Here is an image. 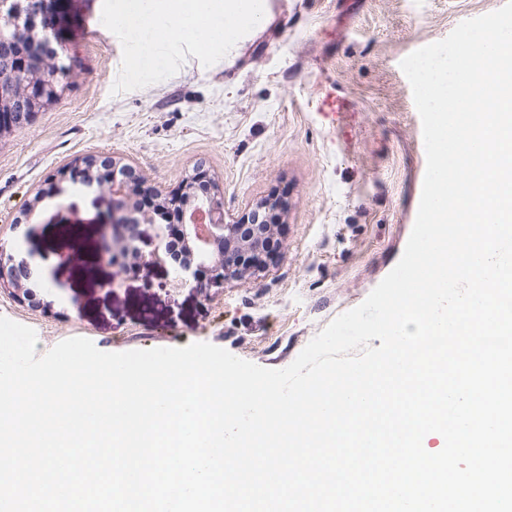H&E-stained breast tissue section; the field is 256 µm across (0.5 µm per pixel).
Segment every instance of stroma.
Masks as SVG:
<instances>
[{
    "mask_svg": "<svg viewBox=\"0 0 512 512\" xmlns=\"http://www.w3.org/2000/svg\"><path fill=\"white\" fill-rule=\"evenodd\" d=\"M505 0H277L238 54L188 57L164 81L113 93L120 40L89 35L103 0H73L70 91L0 138V240L32 267V309L0 288V316L37 334L36 352L83 337L104 352L208 342L270 369L291 364L329 322L360 305L403 255L426 172L422 122L400 63ZM346 113L324 115L326 94ZM114 156L167 192L196 168L225 216L269 196L288 207L259 275L201 293L170 288V265L126 272L101 255L105 190L65 184L31 234L13 229L58 169ZM80 225L72 233L71 225ZM79 248L80 261H62Z\"/></svg>",
    "mask_w": 512,
    "mask_h": 512,
    "instance_id": "35a3bbf8",
    "label": "stroma"
}]
</instances>
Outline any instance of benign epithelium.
Listing matches in <instances>:
<instances>
[{
  "mask_svg": "<svg viewBox=\"0 0 512 512\" xmlns=\"http://www.w3.org/2000/svg\"><path fill=\"white\" fill-rule=\"evenodd\" d=\"M71 0H28L26 8L19 10L14 18L17 29L30 33L26 48L18 52L11 43L0 38V99L14 95L15 75L23 72L26 63L38 60L44 43L55 46L56 57L69 56L67 28L77 21L70 7ZM53 14L58 24H46ZM104 160L101 155H90L76 161L73 166L48 178L46 185L50 195H60L62 185L80 183L88 188L97 185L96 178L89 173ZM108 182L100 184L107 189L109 222L101 225L102 254L111 260L132 257L150 263L172 262L174 284L185 287L195 284L200 289L221 288L224 282L261 272L272 256L270 242L274 239L280 212L287 203L280 197L260 200L241 212L234 220L224 218L222 195L218 185L208 171L197 168L186 182L170 192L167 199L179 207L177 225H155L156 245L145 257L135 246V227L146 223L143 215L153 209L158 191L144 186L140 177L133 175L130 167L112 159L108 168ZM203 186L202 197L190 201L186 197L188 185ZM179 236L185 250L179 258L172 257L170 241ZM204 268L208 272L205 282H197V272ZM32 275L30 266L15 262L0 242V286L9 287L20 302L38 308L40 300L24 281Z\"/></svg>",
  "mask_w": 512,
  "mask_h": 512,
  "instance_id": "benign-epithelium-1",
  "label": "benign epithelium"
}]
</instances>
